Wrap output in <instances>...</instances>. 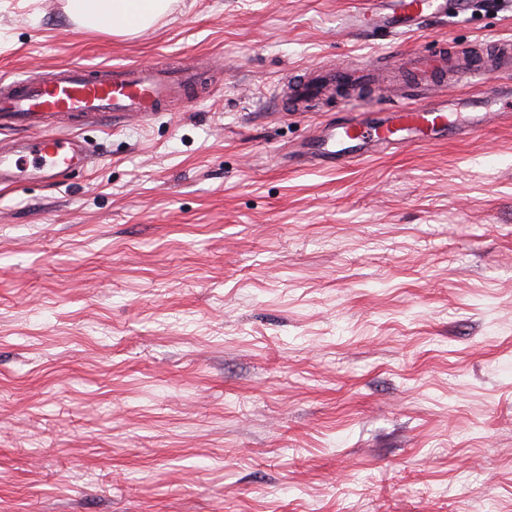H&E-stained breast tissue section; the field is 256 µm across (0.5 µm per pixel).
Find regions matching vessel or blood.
Returning a JSON list of instances; mask_svg holds the SVG:
<instances>
[{"instance_id":"1","label":"vessel or blood","mask_w":512,"mask_h":512,"mask_svg":"<svg viewBox=\"0 0 512 512\" xmlns=\"http://www.w3.org/2000/svg\"><path fill=\"white\" fill-rule=\"evenodd\" d=\"M465 0H368L350 17L351 29L409 33L440 17H459ZM410 81L385 92L378 113L347 112L326 121L298 148L302 165L341 167L407 144L470 136L483 128L512 122V40L499 39L474 54L444 42L437 54L404 55ZM479 84L482 97L458 102L448 96L449 81ZM204 86L196 68L75 65L44 79L0 81V124L37 128L38 134L0 147V184L40 181L56 184L88 166L91 149L70 131L74 117L111 116L113 122L151 119L170 103ZM346 94L381 89L371 68L351 63L321 67L292 76L281 88L291 111L305 113L326 89ZM382 90V89H381Z\"/></svg>"}]
</instances>
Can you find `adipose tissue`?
Segmentation results:
<instances>
[{
  "label": "adipose tissue",
  "instance_id": "1",
  "mask_svg": "<svg viewBox=\"0 0 512 512\" xmlns=\"http://www.w3.org/2000/svg\"><path fill=\"white\" fill-rule=\"evenodd\" d=\"M169 5L170 0H69L70 13L82 26L119 35L150 27Z\"/></svg>",
  "mask_w": 512,
  "mask_h": 512
}]
</instances>
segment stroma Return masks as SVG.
Instances as JSON below:
<instances>
[{"mask_svg":"<svg viewBox=\"0 0 512 512\" xmlns=\"http://www.w3.org/2000/svg\"><path fill=\"white\" fill-rule=\"evenodd\" d=\"M367 0H172L82 28L0 0V77L205 61L97 162L0 190V512H512V126L291 168L288 74L512 39V0L406 35Z\"/></svg>","mask_w":512,"mask_h":512,"instance_id":"obj_1","label":"stroma"}]
</instances>
